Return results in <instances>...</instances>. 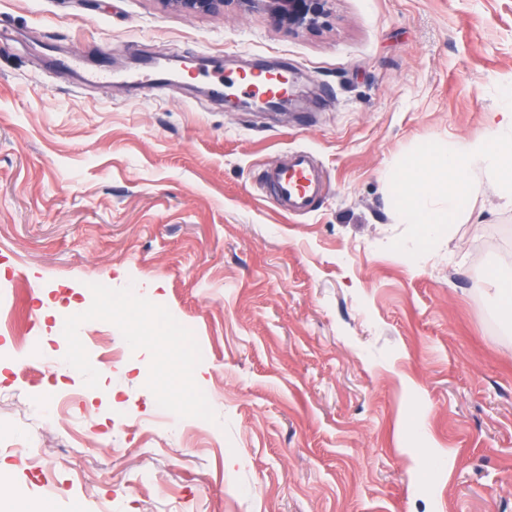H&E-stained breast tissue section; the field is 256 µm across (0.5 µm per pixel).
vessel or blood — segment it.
I'll return each mask as SVG.
<instances>
[{
	"label": "vessel or blood",
	"instance_id": "obj_1",
	"mask_svg": "<svg viewBox=\"0 0 512 512\" xmlns=\"http://www.w3.org/2000/svg\"><path fill=\"white\" fill-rule=\"evenodd\" d=\"M264 184L277 207L292 214L310 211L322 191L310 154L301 151L290 153L286 164L265 171Z\"/></svg>",
	"mask_w": 512,
	"mask_h": 512
}]
</instances>
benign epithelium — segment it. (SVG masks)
Returning a JSON list of instances; mask_svg holds the SVG:
<instances>
[{
    "label": "benign epithelium",
    "instance_id": "obj_1",
    "mask_svg": "<svg viewBox=\"0 0 512 512\" xmlns=\"http://www.w3.org/2000/svg\"><path fill=\"white\" fill-rule=\"evenodd\" d=\"M167 7L192 15L216 14L229 5L247 11L261 10L276 25L288 30L316 31L331 14L333 0H160ZM300 93L279 92L262 101L266 108L277 111L294 109Z\"/></svg>",
    "mask_w": 512,
    "mask_h": 512
}]
</instances>
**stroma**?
<instances>
[{
    "mask_svg": "<svg viewBox=\"0 0 512 512\" xmlns=\"http://www.w3.org/2000/svg\"><path fill=\"white\" fill-rule=\"evenodd\" d=\"M261 64L300 74L294 112L225 104ZM506 86L512 0H333L315 32L0 0V512H512L485 278L512 267V207L485 182L432 252L389 249L397 163L487 134ZM300 150L324 192L291 215L261 179ZM142 282L151 308L99 315Z\"/></svg>",
    "mask_w": 512,
    "mask_h": 512,
    "instance_id": "35a3bbf8",
    "label": "stroma"
}]
</instances>
